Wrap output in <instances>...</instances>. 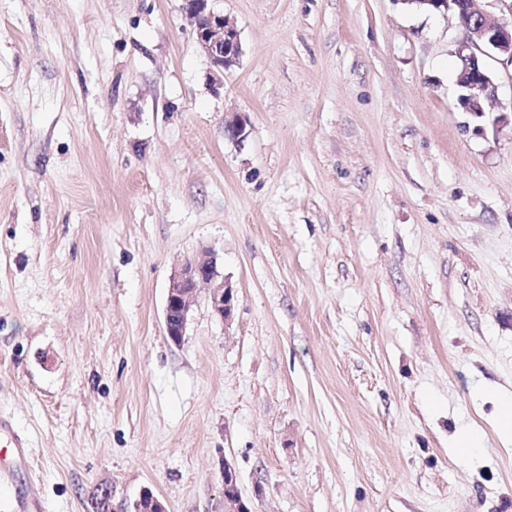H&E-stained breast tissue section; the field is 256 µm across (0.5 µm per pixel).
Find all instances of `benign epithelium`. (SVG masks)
Returning <instances> with one entry per match:
<instances>
[{
  "label": "benign epithelium",
  "instance_id": "1",
  "mask_svg": "<svg viewBox=\"0 0 512 512\" xmlns=\"http://www.w3.org/2000/svg\"><path fill=\"white\" fill-rule=\"evenodd\" d=\"M210 0H185V11L192 33L201 51L209 59L213 83H223L224 70L237 63L241 53L239 32L224 14L209 7ZM418 11L446 14L452 12L465 30L455 55L460 60L456 77L458 104L476 118L484 116L483 102L495 97L496 85L483 58L493 57L512 67V22L494 17L490 7L512 16V0H400ZM248 118L240 113L224 120V136L242 141L248 135ZM202 284L209 285L208 301L220 320L231 319L235 290L219 277L214 254L205 250L189 257L171 275L164 308V331L175 345L187 333L192 302ZM224 512H250L243 500L236 471L224 464L222 470ZM135 512H168L165 502L151 490H143L134 502Z\"/></svg>",
  "mask_w": 512,
  "mask_h": 512
}]
</instances>
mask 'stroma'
<instances>
[{"label":"stroma","mask_w":512,"mask_h":512,"mask_svg":"<svg viewBox=\"0 0 512 512\" xmlns=\"http://www.w3.org/2000/svg\"><path fill=\"white\" fill-rule=\"evenodd\" d=\"M0 0V512H512V68L397 0ZM247 115L248 136H224ZM207 290L172 344V272ZM480 431L459 458L460 433ZM211 0H185V11L192 24V33L201 51L209 59L212 81L221 85L224 69L237 63L241 53L239 32L224 14L209 7ZM217 263L210 250L188 257L171 275L164 308V331L175 345L187 333L192 302L201 284L209 285L208 301L212 312L226 323L235 307V290L224 277L219 279ZM222 481L224 512H251L241 495L237 473L228 463L224 464Z\"/></svg>","instance_id":"obj_1"}]
</instances>
